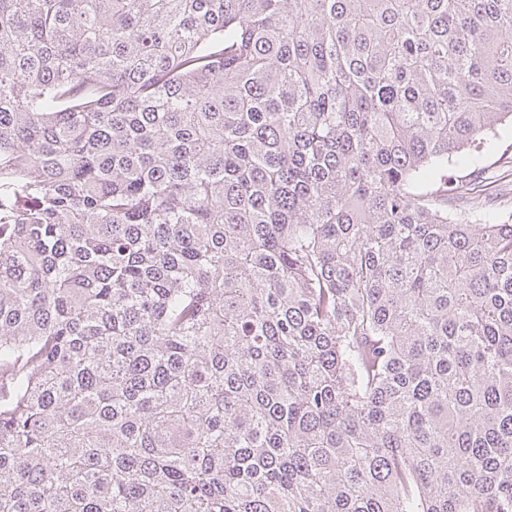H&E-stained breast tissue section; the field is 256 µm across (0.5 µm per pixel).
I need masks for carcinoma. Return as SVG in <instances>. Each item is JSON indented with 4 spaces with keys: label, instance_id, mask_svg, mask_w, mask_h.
<instances>
[{
    "label": "carcinoma",
    "instance_id": "obj_1",
    "mask_svg": "<svg viewBox=\"0 0 512 512\" xmlns=\"http://www.w3.org/2000/svg\"><path fill=\"white\" fill-rule=\"evenodd\" d=\"M508 133L512 0H0V512H512ZM492 179L487 180L483 196H488L497 203H502V209L512 215V176L496 172Z\"/></svg>",
    "mask_w": 512,
    "mask_h": 512
}]
</instances>
